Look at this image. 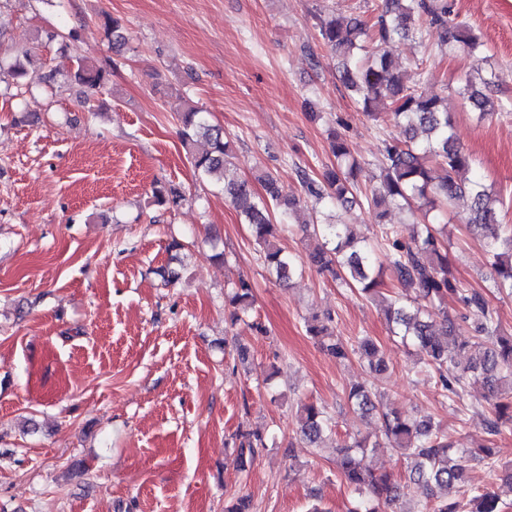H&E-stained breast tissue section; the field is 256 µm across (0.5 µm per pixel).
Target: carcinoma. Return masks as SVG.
<instances>
[{
	"label": "carcinoma",
	"instance_id": "carcinoma-1",
	"mask_svg": "<svg viewBox=\"0 0 512 512\" xmlns=\"http://www.w3.org/2000/svg\"><path fill=\"white\" fill-rule=\"evenodd\" d=\"M452 15L449 0H381L375 21L333 14L319 21L318 33L339 54L342 82L357 96L363 111L374 115L387 107L396 123L404 126V141L384 144L378 184L370 189L367 203L380 209V217L384 218L395 209L438 215L452 209L461 198L470 200L469 228L480 237L492 258L494 287L512 295V225L498 221L500 200L481 177H465L472 159L454 140L443 101L420 91L419 81L395 65L391 53L385 50L387 44L408 37L426 24L439 31L441 44L475 53L482 47L479 38L455 22ZM103 27L112 36V49L121 53L126 44L122 24L106 17ZM33 63L32 56L25 52L9 66L17 90L28 88L26 78ZM66 74L93 93L104 87L108 71L104 66L74 57ZM498 79L493 73L477 81L465 79L461 95L479 110L481 118L488 114V92ZM178 118L179 137L194 172L224 191L248 224L264 264L279 281H291L308 264L378 300L392 324L393 336L416 351L423 364L420 372L434 378L443 396L450 400L460 397L468 379L482 383L493 401V410L484 420L485 432L490 436L512 432V334L501 333L495 310L480 292L467 293L460 287L448 264L449 237L445 229L415 221L386 229L388 269L400 284L416 290V297L409 302L388 298L381 292L382 264L368 244H356L351 225L317 217L315 222L300 226L303 235L315 241L306 258L288 252L278 244V238L292 226L299 199L287 193L270 171L262 170L256 175L265 190L263 196L256 193L249 180L238 177L230 144L224 140L223 132L210 124L206 112L187 106ZM200 138L206 140L202 149L197 148ZM330 153L333 161L322 179L303 173L302 187L317 203L329 199L344 206L358 188L363 169L352 156L346 139L336 132L330 136ZM152 198L155 205L165 209L178 207L184 201L179 189L166 183L154 185ZM452 298L459 299L467 308L476 333L473 344H461L463 349H477L463 365L448 356V339L454 336L461 318L456 311L448 310V300ZM225 302L232 308L231 321L243 320L254 303L250 283L240 280L226 294ZM307 332L339 362L358 353L370 369H386L377 346L367 336L358 338L353 346L333 336L324 323L308 324ZM347 401L373 421L371 434L336 447L337 471L363 497L349 512H387L406 491L421 497L427 512H500L499 493L485 488L476 489L466 502H433L435 490H448L467 478L464 457L491 466L493 448H469L457 456L451 452L447 435L440 432L430 416L409 417L397 410H384L377 393L362 385L350 387ZM329 425L331 416L325 409L313 404L302 407L298 431L304 444L317 443ZM373 437L393 443L405 458L404 485L362 466L359 456L377 445L371 441ZM237 440L234 464L244 471L265 444L257 433L241 432Z\"/></svg>",
	"mask_w": 512,
	"mask_h": 512
}]
</instances>
